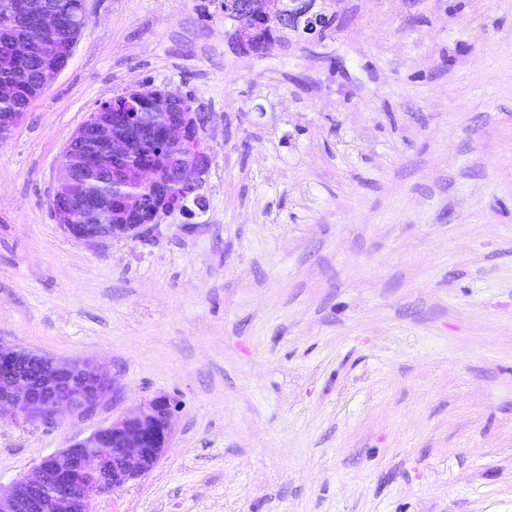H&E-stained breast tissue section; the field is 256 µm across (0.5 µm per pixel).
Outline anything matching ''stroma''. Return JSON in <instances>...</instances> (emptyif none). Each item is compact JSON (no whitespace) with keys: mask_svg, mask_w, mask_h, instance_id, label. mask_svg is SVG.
I'll use <instances>...</instances> for the list:
<instances>
[{"mask_svg":"<svg viewBox=\"0 0 512 512\" xmlns=\"http://www.w3.org/2000/svg\"><path fill=\"white\" fill-rule=\"evenodd\" d=\"M221 3L88 0L0 141V343L116 388L0 420V487L164 394L170 449L93 512H512V0H338L264 54ZM143 86L204 116L207 207L75 239L61 156Z\"/></svg>","mask_w":512,"mask_h":512,"instance_id":"1","label":"stroma"}]
</instances>
